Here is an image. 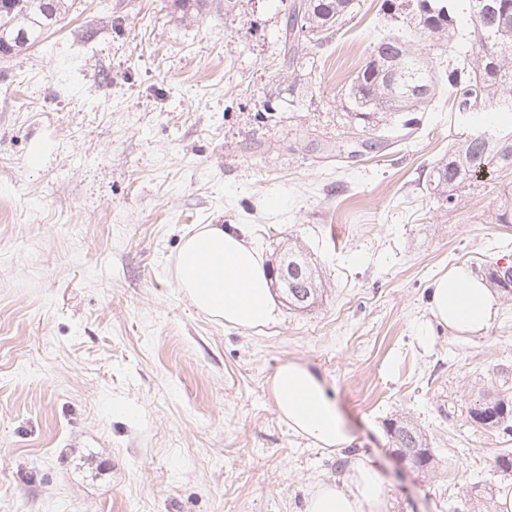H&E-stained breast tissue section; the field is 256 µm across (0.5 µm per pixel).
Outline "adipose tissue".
Here are the masks:
<instances>
[{
  "mask_svg": "<svg viewBox=\"0 0 512 512\" xmlns=\"http://www.w3.org/2000/svg\"><path fill=\"white\" fill-rule=\"evenodd\" d=\"M179 288L203 315L225 325L252 329L275 321L277 308L267 270L243 224H208L184 238L176 260ZM428 308L439 324L462 333L490 324L496 296L463 265L434 279ZM280 419L316 447L340 452L354 436L325 380L308 364L282 362L270 380ZM389 488L378 461L355 456L341 478L317 483L304 512H387Z\"/></svg>",
  "mask_w": 512,
  "mask_h": 512,
  "instance_id": "ef3b65f1",
  "label": "adipose tissue"
}]
</instances>
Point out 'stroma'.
Listing matches in <instances>:
<instances>
[{"label": "stroma", "instance_id": "35a3bbf8", "mask_svg": "<svg viewBox=\"0 0 512 512\" xmlns=\"http://www.w3.org/2000/svg\"><path fill=\"white\" fill-rule=\"evenodd\" d=\"M292 0H72L40 43L0 57V512H303L342 454L279 418L276 367L322 375L379 458L388 512H470L495 499L512 434L472 418L512 399V300L457 336L427 292L466 264L512 262L491 221L512 170L480 178L451 212L419 183L468 125L436 98L412 138L336 166L308 144L342 132L343 87L378 32L360 0L320 48L300 111L261 101L292 74L276 40ZM244 224L265 267L296 238L327 282L313 311L224 326L176 280L186 234ZM405 419L433 455L395 453Z\"/></svg>", "mask_w": 512, "mask_h": 512}]
</instances>
